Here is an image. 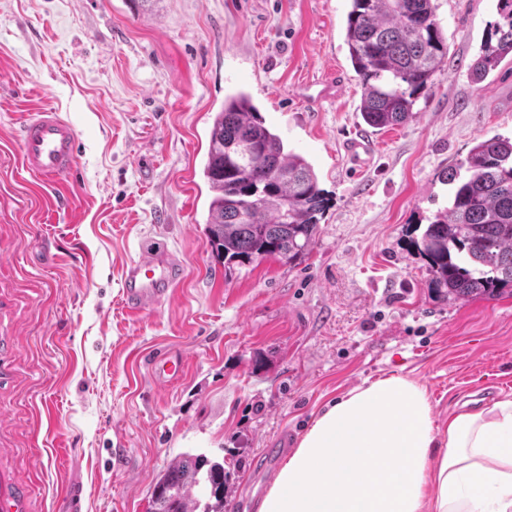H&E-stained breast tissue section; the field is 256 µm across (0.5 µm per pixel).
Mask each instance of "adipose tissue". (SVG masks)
<instances>
[{"instance_id":"obj_1","label":"adipose tissue","mask_w":512,"mask_h":512,"mask_svg":"<svg viewBox=\"0 0 512 512\" xmlns=\"http://www.w3.org/2000/svg\"><path fill=\"white\" fill-rule=\"evenodd\" d=\"M260 512H512V399L440 424L408 379L355 387L301 436Z\"/></svg>"}]
</instances>
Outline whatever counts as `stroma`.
Listing matches in <instances>:
<instances>
[{
    "label": "stroma",
    "mask_w": 512,
    "mask_h": 512,
    "mask_svg": "<svg viewBox=\"0 0 512 512\" xmlns=\"http://www.w3.org/2000/svg\"><path fill=\"white\" fill-rule=\"evenodd\" d=\"M448 62L408 125L371 131L345 43L350 0H0V512H149L183 453L224 461V512H258L282 436L395 375L437 422L512 398V295L437 298L416 228L446 206L442 175L478 142L512 138V60L483 82L497 0H435ZM340 95L313 106L328 75ZM248 93L313 165L329 206L312 251L225 271L207 242L202 176L225 96ZM54 107L75 168L24 170L20 125ZM372 141L361 163L348 138ZM144 241L180 276L129 316L122 269ZM187 356L180 382L146 362Z\"/></svg>",
    "instance_id": "1"
}]
</instances>
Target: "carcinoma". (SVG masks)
<instances>
[{
    "mask_svg": "<svg viewBox=\"0 0 512 512\" xmlns=\"http://www.w3.org/2000/svg\"><path fill=\"white\" fill-rule=\"evenodd\" d=\"M497 11L472 66L478 81L512 57V0H498ZM346 43L360 112L374 129L413 121L418 97L448 58L434 0H351ZM202 174L208 243L224 270L267 256L292 264L311 250L328 198L312 164L285 149L247 94L224 98ZM444 181L448 206L412 240L439 297L512 294V139L477 143ZM227 480L224 464L186 453L157 477L152 512H224Z\"/></svg>",
    "mask_w": 512,
    "mask_h": 512,
    "instance_id": "cac0c4a2",
    "label": "carcinoma"
}]
</instances>
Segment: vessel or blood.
Masks as SVG:
<instances>
[{
    "label": "vessel or blood",
    "mask_w": 512,
    "mask_h": 512,
    "mask_svg": "<svg viewBox=\"0 0 512 512\" xmlns=\"http://www.w3.org/2000/svg\"><path fill=\"white\" fill-rule=\"evenodd\" d=\"M20 149L25 170L46 178L69 172L76 158V132L58 111L44 108L30 114L20 128ZM179 275L172 252L163 243H143L124 270L122 294L129 313L138 315L166 300ZM182 356L151 360L153 378L169 384L181 378Z\"/></svg>",
    "instance_id": "vessel-or-blood-1"
}]
</instances>
